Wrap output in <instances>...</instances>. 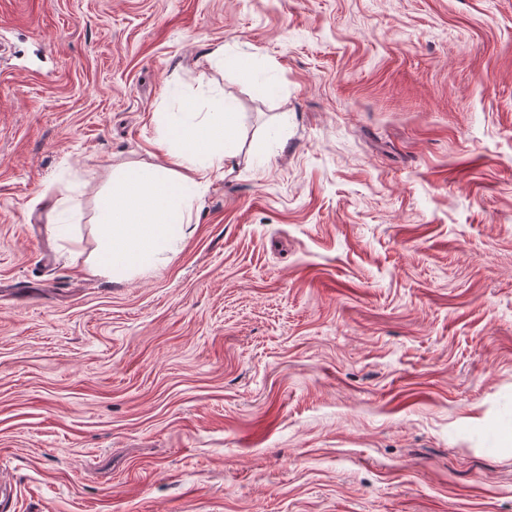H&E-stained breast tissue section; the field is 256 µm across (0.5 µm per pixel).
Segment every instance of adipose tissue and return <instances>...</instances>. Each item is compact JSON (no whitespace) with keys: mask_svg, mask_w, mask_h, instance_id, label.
<instances>
[{"mask_svg":"<svg viewBox=\"0 0 512 512\" xmlns=\"http://www.w3.org/2000/svg\"><path fill=\"white\" fill-rule=\"evenodd\" d=\"M168 162L119 170L97 202L101 248L96 273L114 280L151 266L185 239L196 201L235 150L238 117L216 99L206 114L167 112Z\"/></svg>","mask_w":512,"mask_h":512,"instance_id":"1","label":"adipose tissue"}]
</instances>
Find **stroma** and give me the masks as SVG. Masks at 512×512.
I'll return each mask as SVG.
<instances>
[{
  "label": "stroma",
  "mask_w": 512,
  "mask_h": 512,
  "mask_svg": "<svg viewBox=\"0 0 512 512\" xmlns=\"http://www.w3.org/2000/svg\"><path fill=\"white\" fill-rule=\"evenodd\" d=\"M220 97L177 253L94 274L113 170ZM509 418L512 0H0L15 512H512Z\"/></svg>",
  "instance_id": "35a3bbf8"
}]
</instances>
